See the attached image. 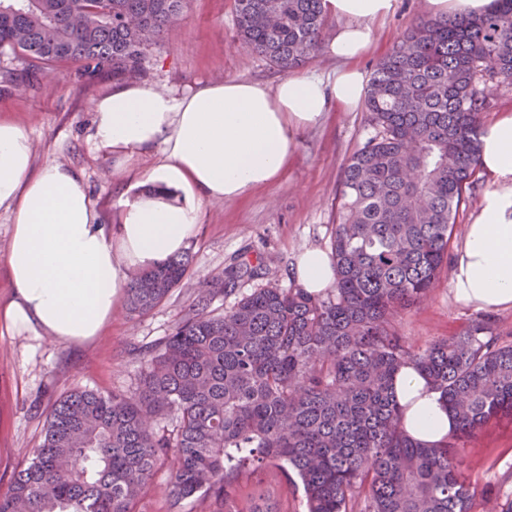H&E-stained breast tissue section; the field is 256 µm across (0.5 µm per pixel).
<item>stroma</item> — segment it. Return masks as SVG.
I'll return each mask as SVG.
<instances>
[{
    "mask_svg": "<svg viewBox=\"0 0 512 512\" xmlns=\"http://www.w3.org/2000/svg\"><path fill=\"white\" fill-rule=\"evenodd\" d=\"M425 0H395V9L376 26L375 45L360 66L371 71L405 32L427 18ZM146 82L165 91H187L205 83L237 78L274 85L282 73L235 40L234 0H187L178 25L147 50ZM25 66L0 55V120L21 126L32 141V172L47 164L71 165L82 177L100 223L115 228L123 221L120 195L129 176L111 156L97 152L88 139L90 104L111 94V69L91 79L76 75L73 64L43 66L24 79ZM372 134L364 106L331 109L317 125L303 130L285 172L271 185L235 200L206 201L187 249L190 269L169 296L145 314L119 306L99 336L66 342L36 337L0 322V493L14 472L31 458L44 435L47 417L61 396L80 389L109 394L131 393L148 358L147 346L168 336L188 312L207 282L229 269L251 267L255 277H241L233 292L210 304L219 315L268 279L291 286V263L303 249H330L339 222V191L348 159ZM451 267L424 300L396 316L394 330L413 348H426L462 330L476 313L451 293ZM174 457L161 459L135 512H214L212 500L187 499L170 505L166 486ZM461 469L476 487L485 512L512 495V416L490 421L462 454ZM268 474L258 472L243 482L257 503L274 512H306L301 491L282 484L266 492Z\"/></svg>",
    "mask_w": 512,
    "mask_h": 512,
    "instance_id": "obj_1",
    "label": "stroma"
}]
</instances>
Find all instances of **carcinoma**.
Listing matches in <instances>:
<instances>
[{"instance_id": "1", "label": "carcinoma", "mask_w": 512, "mask_h": 512, "mask_svg": "<svg viewBox=\"0 0 512 512\" xmlns=\"http://www.w3.org/2000/svg\"><path fill=\"white\" fill-rule=\"evenodd\" d=\"M186 0H0V50L28 70L71 62L141 78L148 48ZM239 40L283 72L321 50L323 0H234ZM512 87V0L409 29L375 66L364 103L373 135L349 159L335 227L333 297L268 283L220 316L201 296L151 348L130 396L72 391L57 400L39 448L0 494V512H133L157 461L174 454L167 499L241 497L243 469L296 476L307 512H477L459 469L466 435L512 412V345L486 316L416 350L391 318L439 277L463 190L473 183L481 115ZM187 253L131 279L147 313L185 277ZM412 361L458 426L444 446L402 428L391 390ZM174 422L146 428L152 416Z\"/></svg>"}]
</instances>
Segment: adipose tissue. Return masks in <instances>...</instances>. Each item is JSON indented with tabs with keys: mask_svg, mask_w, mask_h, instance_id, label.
I'll use <instances>...</instances> for the list:
<instances>
[{
	"mask_svg": "<svg viewBox=\"0 0 512 512\" xmlns=\"http://www.w3.org/2000/svg\"><path fill=\"white\" fill-rule=\"evenodd\" d=\"M343 26L324 45L341 61L333 79L281 78L274 87L228 79L182 92L147 82L116 86L91 105L94 148L130 162L157 153L162 161L137 174L139 194L125 198L117 231L99 224L79 174L56 163L30 177L31 143L19 125L0 123V208L13 228L8 265L14 297L0 320L18 331L70 342L97 336L119 305L136 269L182 251L203 201L234 199L271 185L295 153L301 130L336 107L354 109L365 88L360 58L375 40V23L395 0H325ZM479 165L493 183L453 260L455 300L491 313L512 309V113L484 124ZM294 282L320 296L336 283L330 254L308 247L291 268ZM404 432L442 445L456 429L441 392L414 363L393 379Z\"/></svg>",
	"mask_w": 512,
	"mask_h": 512,
	"instance_id": "ef3b65f1",
	"label": "adipose tissue"
}]
</instances>
